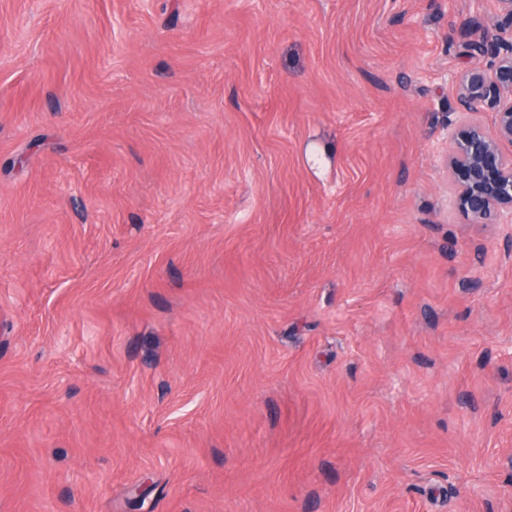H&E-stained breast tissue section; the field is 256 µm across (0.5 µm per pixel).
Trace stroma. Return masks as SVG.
I'll use <instances>...</instances> for the list:
<instances>
[{
    "instance_id": "stroma-1",
    "label": "stroma",
    "mask_w": 512,
    "mask_h": 512,
    "mask_svg": "<svg viewBox=\"0 0 512 512\" xmlns=\"http://www.w3.org/2000/svg\"><path fill=\"white\" fill-rule=\"evenodd\" d=\"M496 8L0 0V512H512ZM492 18L475 17L468 32L473 56L488 58L489 68L475 65L453 76L464 113H494L495 134L477 122L449 134L448 171L457 185L458 204L478 224H506L512 229V0H496Z\"/></svg>"
}]
</instances>
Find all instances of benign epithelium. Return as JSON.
<instances>
[{
  "mask_svg": "<svg viewBox=\"0 0 512 512\" xmlns=\"http://www.w3.org/2000/svg\"><path fill=\"white\" fill-rule=\"evenodd\" d=\"M492 18L475 17L468 32L473 56L488 59L489 68L475 65L453 76L464 113L490 110L495 134L477 122L449 134L448 171L457 185L458 204L478 224L512 227V0H497Z\"/></svg>",
  "mask_w": 512,
  "mask_h": 512,
  "instance_id": "7a95c632",
  "label": "benign epithelium"
}]
</instances>
